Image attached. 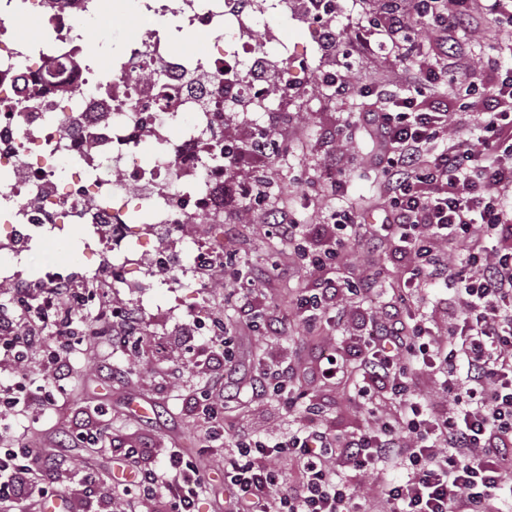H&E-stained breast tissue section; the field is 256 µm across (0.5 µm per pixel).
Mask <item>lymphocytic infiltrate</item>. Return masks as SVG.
Segmentation results:
<instances>
[{
	"instance_id": "obj_1",
	"label": "lymphocytic infiltrate",
	"mask_w": 512,
	"mask_h": 512,
	"mask_svg": "<svg viewBox=\"0 0 512 512\" xmlns=\"http://www.w3.org/2000/svg\"><path fill=\"white\" fill-rule=\"evenodd\" d=\"M475 0H417L413 12L384 0V32L401 51L419 83L413 90L375 89L377 105L360 121L380 145L382 194L390 202L385 234L359 214H336V232L320 230L304 243L314 268L337 259L341 231L381 245L411 266L409 297L444 282L448 296L427 318L408 322L403 307L382 313L372 332L352 340L362 383L359 398L371 420L340 436L312 421L285 435L242 433L225 450L226 512H512L500 491L512 473V250L491 240L512 241V67L490 57L471 66L467 80L482 95L485 112L478 144L449 138L448 110L420 107L421 86L447 85L452 75L407 39L414 27L448 31L468 22ZM367 282L328 281L304 294L297 310L304 321L323 311L344 318L365 295ZM64 288L39 295L16 290L14 307L0 309V348L13 361L31 350L71 345L66 334L71 307L55 308ZM50 386L25 372L0 382L9 407L66 389L67 369L54 356ZM12 429L0 424V505L14 508L54 497L38 456L12 445ZM147 447L120 448L137 461L124 484L127 504L138 496L159 499L162 512H201L206 476L181 449L168 451L160 469L141 466Z\"/></svg>"
}]
</instances>
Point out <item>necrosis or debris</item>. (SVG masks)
Returning <instances> with one entry per match:
<instances>
[{
    "mask_svg": "<svg viewBox=\"0 0 512 512\" xmlns=\"http://www.w3.org/2000/svg\"><path fill=\"white\" fill-rule=\"evenodd\" d=\"M156 24L128 37L111 72L78 50L75 21H95L107 0H0V250L60 225H91L90 250L119 245L129 215L148 232L176 238L192 216L224 217V170L240 158L224 148V115L262 110L288 97L287 80L258 81L259 63L287 68L254 38L265 16L287 15L289 0H139ZM214 30L211 50L182 56L168 24ZM193 122L170 134L183 114ZM68 288L72 301L100 299L108 283L84 288L49 266L36 279L0 275L4 288Z\"/></svg>",
    "mask_w": 512,
    "mask_h": 512,
    "instance_id": "4bbe7bcc",
    "label": "necrosis or debris"
}]
</instances>
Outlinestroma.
Instances as JSON below:
<instances>
[{"mask_svg":"<svg viewBox=\"0 0 512 512\" xmlns=\"http://www.w3.org/2000/svg\"><path fill=\"white\" fill-rule=\"evenodd\" d=\"M381 0H336V11L328 18L338 35L332 56H324L316 41L317 31L302 19L275 16L270 26L281 39L307 49L306 70L292 76L294 96L287 107L265 112H230L224 119L225 143L242 148L240 164L224 177V221L220 224L186 225L181 237L153 240L145 227L132 224L127 232L143 249L168 252L173 270L145 268L123 272L112 281V304L134 306L140 332L136 343L112 349L106 338L91 334L98 307L77 308L73 317L80 336L70 354L67 391L55 399L19 404L6 413L15 436L23 438L42 455H66L69 468L57 472L58 497L69 501L70 491L86 474L96 478L94 489L102 501H111L117 488L113 473L120 467L106 445H76L72 432L90 426L108 432L120 445H151L157 450L177 446L192 453L208 477L203 512H224L229 496L224 486L220 460L207 451L208 423L193 405L199 392L222 404L221 424L228 435L242 426L254 432L270 428L281 433L296 429L306 420L309 402H318L320 418L344 430L366 423L367 411L356 401L353 386L346 380L321 379L318 368L323 352L345 346L350 337L364 335L371 314L387 306L408 277L404 265L396 263L389 250L348 243L344 255L322 269L306 266L295 246L278 237L269 224L273 213L288 214L294 223L314 231L328 224L338 211L359 208L365 223H382L389 204L379 194L375 158L379 147L369 130L357 122L361 111L370 109L369 99L353 94L339 97L332 90L314 87L316 76L328 70L344 72L353 87L387 85L411 88L412 71L392 51L377 47L379 36L367 19L379 16ZM134 0H112V11L83 29V46L98 54L115 53L125 30L147 27ZM456 42L459 54L449 59L448 68L463 72L467 64L486 56L492 48L512 41V26L499 23L477 11L470 23L448 34L429 33L419 47L438 59L444 40ZM271 130L280 146L278 154L256 163L247 149L259 129ZM340 163L347 176L343 193H336L320 177L323 166ZM266 179L265 195H258L259 179ZM223 238L224 275L216 287L197 285V245ZM84 235L54 231L27 243L20 271L38 276L42 267L55 265L66 271L105 265L104 255H88ZM372 276L369 299L355 301L352 316L344 322L323 321L308 331L291 315L297 296L317 288L324 279ZM249 288L254 312L244 315L237 301L239 287ZM290 316L286 331L271 332L269 322ZM198 321L203 328L198 342H208L209 326L222 330L239 369L234 382L243 394L232 402L224 399V370L221 365L196 362L184 345V324ZM274 363L286 368L296 380L294 410L271 418L263 412L268 400L246 396L250 376L258 364ZM148 415L136 414V406Z\"/></svg>","mask_w":512,"mask_h":512,"instance_id":"1","label":"stroma"}]
</instances>
